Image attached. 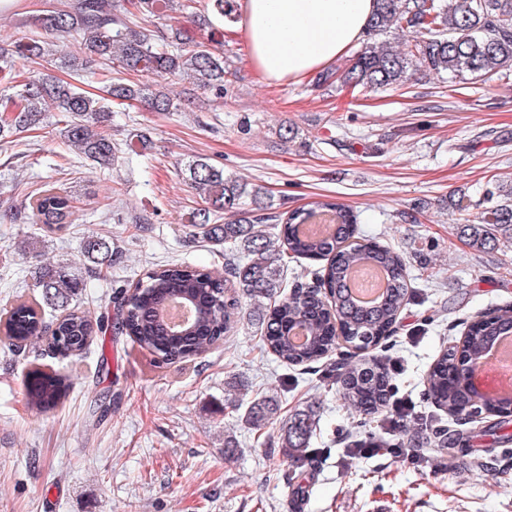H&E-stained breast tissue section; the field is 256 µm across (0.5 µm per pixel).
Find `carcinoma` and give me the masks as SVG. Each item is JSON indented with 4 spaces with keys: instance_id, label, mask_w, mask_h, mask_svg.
<instances>
[{
    "instance_id": "carcinoma-1",
    "label": "carcinoma",
    "mask_w": 512,
    "mask_h": 512,
    "mask_svg": "<svg viewBox=\"0 0 512 512\" xmlns=\"http://www.w3.org/2000/svg\"><path fill=\"white\" fill-rule=\"evenodd\" d=\"M210 15L197 13V0H177L179 12L232 22L233 0H209ZM170 0H134L142 14L154 15L169 7ZM125 7L114 0H80L74 11L55 10L36 21L37 31L11 47L0 44V71L11 69L19 54L30 61L50 62L48 39L68 38L69 46L60 66L70 68L73 79L79 71L114 61L124 69L188 76L195 88L224 98L229 74L224 52L186 35L183 28L170 26L167 36L157 39L151 30H136L126 22ZM401 30L407 39L401 46L377 44L379 36ZM366 36L370 43L347 60L343 69L319 75L318 87L337 83L353 89L397 90L416 71L437 75L465 74L478 82L486 75L512 72V0H374ZM111 95L119 100H140L155 112L172 108L169 93L149 90L135 83H117ZM49 104L69 117L63 137L83 157L106 164L116 152L112 135L105 130L111 110L103 100L72 82L44 74L15 91L12 105L0 111V143L14 142L45 119L42 106ZM189 180L212 210L185 226L186 237L224 247V274L191 263L159 264L127 290L112 297L114 328L139 348L155 354L164 363H177L200 355L224 340L241 318V299L261 302L258 309L262 341L272 354L289 366H308L344 348L369 349L393 333L410 297V276L406 263L393 249L372 239L357 236L358 215L337 202H320L309 209L277 215L243 211L241 199L251 197L261 204L262 187L247 184L224 173V167L198 156L188 165ZM486 190L490 206L478 224L464 225L468 245L483 250L495 237L494 230H512V196L496 199ZM71 199L67 192L44 186L29 196L25 209L35 224L53 233L69 223ZM228 213L232 219L219 224L211 212ZM321 216L331 230L323 236H308L301 226ZM82 253L94 264L95 276L112 268V243L94 230L83 238ZM326 265L309 272L312 280L288 285L284 278L288 255ZM370 263L385 270L387 286L372 305H361L348 285L349 271ZM35 287L45 305L64 311L49 336V348L63 358L81 357L97 335H106L104 323L94 322L86 312L71 306L73 297L91 287L76 277L69 266L46 263L34 271ZM290 292H285V288ZM180 301L192 309V318L174 328L165 312ZM302 331L305 340L294 336ZM4 345L39 342L45 325L25 304L13 308L3 324ZM512 335V312L499 310L482 316L467 331L463 347L451 346L436 360L427 376V396L454 417H469L474 397L451 378L458 367V355L473 357L504 334ZM345 406L356 413L371 415L387 406L393 393L389 364L379 359L350 365L337 374ZM500 420L486 429L495 433L512 423V401L494 405ZM278 400L263 396L245 409L243 419L262 431L278 414ZM317 416L312 407L296 410L281 427V447L298 465L310 457V441Z\"/></svg>"
}]
</instances>
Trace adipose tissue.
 Wrapping results in <instances>:
<instances>
[{"label":"adipose tissue","instance_id":"adipose-tissue-1","mask_svg":"<svg viewBox=\"0 0 512 512\" xmlns=\"http://www.w3.org/2000/svg\"><path fill=\"white\" fill-rule=\"evenodd\" d=\"M373 10V0H240L239 25L260 76L281 83L347 54Z\"/></svg>","mask_w":512,"mask_h":512}]
</instances>
